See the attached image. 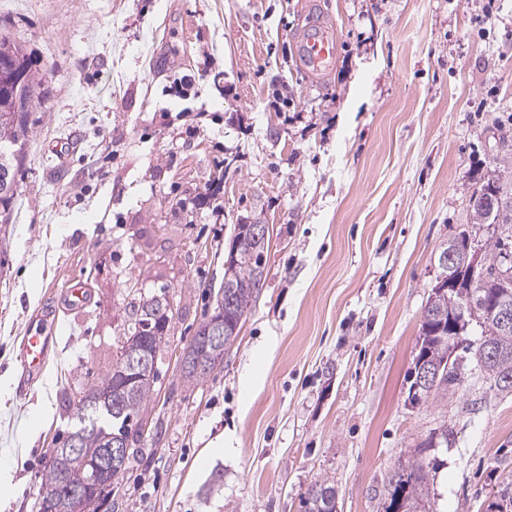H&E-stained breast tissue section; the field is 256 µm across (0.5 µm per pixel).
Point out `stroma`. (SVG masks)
<instances>
[{
    "mask_svg": "<svg viewBox=\"0 0 512 512\" xmlns=\"http://www.w3.org/2000/svg\"><path fill=\"white\" fill-rule=\"evenodd\" d=\"M321 23L338 48L318 73L296 46ZM0 25L49 89L0 272V512H36L68 394L164 290L178 316L112 512H302L324 479L340 512H383L419 456L429 512L512 494V392L471 377L408 403L437 249L463 224L486 239L470 194L512 178V0H0ZM238 224L269 227L264 285L191 381L181 356ZM47 310L55 347L23 392L21 340Z\"/></svg>",
    "mask_w": 512,
    "mask_h": 512,
    "instance_id": "35a3bbf8",
    "label": "stroma"
}]
</instances>
